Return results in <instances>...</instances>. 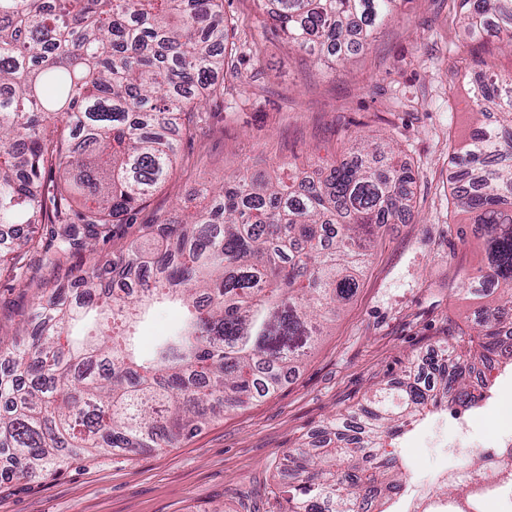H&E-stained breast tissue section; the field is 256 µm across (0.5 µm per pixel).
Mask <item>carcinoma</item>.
Returning a JSON list of instances; mask_svg holds the SVG:
<instances>
[{
	"mask_svg": "<svg viewBox=\"0 0 512 512\" xmlns=\"http://www.w3.org/2000/svg\"><path fill=\"white\" fill-rule=\"evenodd\" d=\"M297 52L335 68L366 49L404 0H255ZM463 41L512 47V0H460ZM223 0H0V224L55 219L46 249L68 281L38 299L19 339L0 337V458L19 472L58 470L70 458L175 447L224 410L275 392L324 324L356 294L358 272L384 224L409 211L411 171L378 167L366 146L273 183L205 184L207 204L178 224L158 223L166 248L131 244L98 271L71 264L88 241L145 203L173 169L197 101L224 70ZM481 114L499 120L455 153L452 187L471 214L489 271L469 277L488 299L478 340L438 365L441 392L404 378L375 390L318 440L286 457L284 512H389L410 486L394 440L451 401L472 405L467 375L495 356L512 366V71L473 84ZM84 198L77 221L62 219ZM185 309L152 354L136 327L159 303ZM459 470L512 476L454 454L434 501L467 503Z\"/></svg>",
	"mask_w": 512,
	"mask_h": 512,
	"instance_id": "1",
	"label": "carcinoma"
}]
</instances>
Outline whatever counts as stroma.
Masks as SVG:
<instances>
[{
	"mask_svg": "<svg viewBox=\"0 0 512 512\" xmlns=\"http://www.w3.org/2000/svg\"><path fill=\"white\" fill-rule=\"evenodd\" d=\"M224 15L230 31L218 89L203 98L192 132L179 135L171 174L77 263L106 259L156 219L177 222L200 208V182L229 189L237 175L270 176L283 163L310 176L321 161L348 158L357 136L376 146V163L392 151L411 168V212L384 226L357 294L272 395L226 412L174 448L79 457L32 476L5 469L0 512H282L287 452L371 389L402 379L409 362L448 333L471 332L486 306L467 289L468 274L488 260L474 238L461 236L468 216L452 203L462 174L452 154L486 122L473 108L475 78L487 63L512 70V51L489 38L458 56V0H404L370 48L334 71L292 51L254 0H224ZM5 231L33 238L22 263L52 286L43 251L49 224ZM36 299L34 284L0 275V337L21 332ZM493 383L495 398L473 427L485 442L512 404V371ZM453 442L450 428L428 415L400 439L402 462L428 480Z\"/></svg>",
	"mask_w": 512,
	"mask_h": 512,
	"instance_id": "35a3bbf8",
	"label": "stroma"
}]
</instances>
